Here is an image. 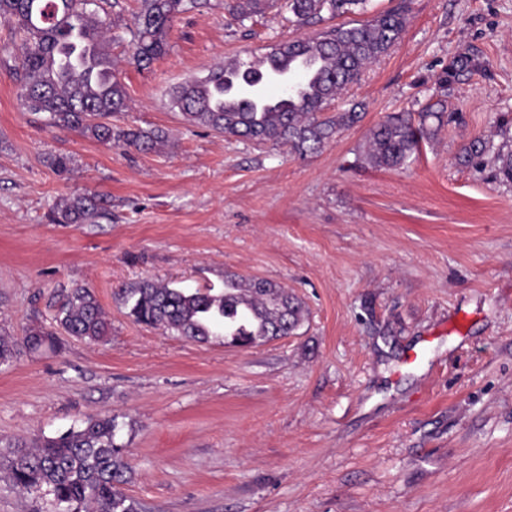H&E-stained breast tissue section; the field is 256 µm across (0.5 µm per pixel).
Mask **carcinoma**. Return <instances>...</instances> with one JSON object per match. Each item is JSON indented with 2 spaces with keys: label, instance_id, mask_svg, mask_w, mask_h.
Returning <instances> with one entry per match:
<instances>
[{
  "label": "carcinoma",
  "instance_id": "1",
  "mask_svg": "<svg viewBox=\"0 0 512 512\" xmlns=\"http://www.w3.org/2000/svg\"><path fill=\"white\" fill-rule=\"evenodd\" d=\"M274 0H233L232 14L241 22L263 16ZM369 0H288L296 22L306 25L355 11H367ZM206 5L204 0H139L133 24L126 27L131 59L148 68L167 51L169 32L181 13ZM101 0H0V21L20 40L15 77L22 105L49 114L56 127L78 132L105 145L150 152L167 142L162 129L123 128L112 116L127 108V92L114 73L110 45L115 37L98 17ZM410 0H400L359 26L337 24L313 38L288 40L267 56L232 60L201 78H191L171 92V106L184 120L258 144L286 146L303 157L320 151L342 131L360 121V104L325 114L329 103L361 72L398 43L405 31ZM305 60L302 79L261 108L257 94L246 88L263 83L264 70L290 78L294 58ZM477 68L467 55L455 58L442 82L451 84ZM443 112L431 106L421 112H397L375 126L367 137L364 161L376 167L400 168L414 158L421 144L435 134ZM487 151L483 139L464 145L463 165L478 164ZM495 179L512 184V146L495 155ZM107 210L92 193L58 199L51 211L54 224H97ZM128 315L139 324L196 341L221 337L246 346L274 336H290L303 324L306 309L288 289L266 280L236 274L224 276V290L173 288L152 279L126 285L116 292ZM53 322L67 335L99 342L108 322L93 291L70 289L55 311ZM57 333L28 328L22 341L0 334V364L12 361L17 347L30 353L53 351ZM115 417H89L83 425L29 449L21 444L6 459L20 489L53 495L56 512H138L125 492L132 467L116 441Z\"/></svg>",
  "mask_w": 512,
  "mask_h": 512
}]
</instances>
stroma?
Returning a JSON list of instances; mask_svg holds the SVG:
<instances>
[{
  "mask_svg": "<svg viewBox=\"0 0 512 512\" xmlns=\"http://www.w3.org/2000/svg\"><path fill=\"white\" fill-rule=\"evenodd\" d=\"M229 0L175 20L140 70L111 47L131 107L114 124L161 128L142 153L50 126L18 100L0 52V328L50 325L69 288H91L107 342L61 336L0 365V454L116 417L141 512H512V185L464 144L512 139V0H412L401 41L332 110L363 120L320 153L246 143L186 123L172 86L215 64L313 36L285 0L257 23ZM460 55L481 69L444 86ZM445 100L443 125L394 170L362 157L392 112ZM70 155L73 170L49 165ZM90 191L96 224L50 206ZM288 288L294 335L238 347L136 323L115 297L152 278L222 291L225 273ZM0 512H55L0 470Z\"/></svg>",
  "mask_w": 512,
  "mask_h": 512,
  "instance_id": "stroma-1",
  "label": "stroma"
}]
</instances>
